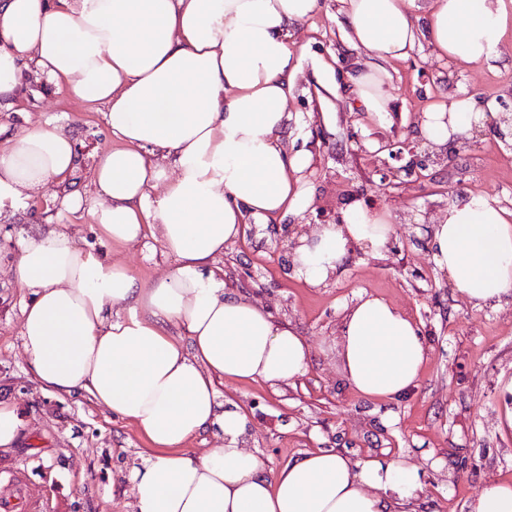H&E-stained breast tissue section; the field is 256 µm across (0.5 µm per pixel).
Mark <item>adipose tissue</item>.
<instances>
[{
    "instance_id": "obj_1",
    "label": "adipose tissue",
    "mask_w": 512,
    "mask_h": 512,
    "mask_svg": "<svg viewBox=\"0 0 512 512\" xmlns=\"http://www.w3.org/2000/svg\"><path fill=\"white\" fill-rule=\"evenodd\" d=\"M355 48L389 62L417 38L437 57L499 58L512 0H341ZM319 0H0V112L25 71L104 107L120 145L98 156L93 194L68 190L75 142L45 118L0 142V209L58 187L60 216L88 213L116 246L157 243L176 265L148 282L79 245L68 225L26 236L10 266L31 299L20 338L44 389L86 393L129 419L151 448L132 473L136 512H405L423 490L399 459L352 460L316 449L278 468L248 446L249 421L220 384L293 382L310 347L267 308L227 288L218 264L251 224L308 206L309 159L285 145L297 66L291 42ZM385 71L358 72L365 109L389 112ZM485 117L460 95L432 105L419 133L443 146ZM388 213L348 207L341 224L301 235L294 273L334 275L352 247L378 253ZM432 258L474 308L512 302V211L486 195L451 202L433 226ZM429 347L418 326L362 293L344 309L337 356L367 400L417 385ZM215 432L196 454L187 442Z\"/></svg>"
}]
</instances>
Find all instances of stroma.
Wrapping results in <instances>:
<instances>
[{
	"mask_svg": "<svg viewBox=\"0 0 512 512\" xmlns=\"http://www.w3.org/2000/svg\"><path fill=\"white\" fill-rule=\"evenodd\" d=\"M340 0L298 27L294 59L298 76L289 110L301 119L286 140L289 153L309 155L302 179L310 196L305 211L272 224L249 225L219 264L228 287L264 304L274 319L293 325L309 342L308 373L295 383H227L225 400L247 412L252 449L277 468L306 451L323 448L354 459L400 458L418 466L424 491L413 512H470L471 502L492 480L512 483V303L480 310L468 305L431 259L433 224L449 200L486 194L512 210V145L494 124L480 126L476 142L449 141L427 166V180L382 181L371 150L379 137L417 141L420 118L433 103L466 92L483 103H512V30L495 65L437 58L427 44L388 63L385 89L392 109L367 112L351 77L371 63L352 47ZM103 107L44 85L27 74L6 120L21 130L51 117L76 141L79 165L74 189L90 191L96 155L117 147ZM371 201L389 210L395 232L374 254L355 249L340 273L313 287L283 269L273 252L281 223L327 221L349 205ZM56 207L43 196L36 207L0 210V402L16 407L22 429L16 444L0 447V500L27 512H134L131 473L149 446L135 425L84 395H60L32 376L19 336L28 294L7 271L26 235L57 223ZM70 222L82 246L106 253L141 281L171 270L161 249L120 247L103 241L87 214ZM386 299L421 328L430 348L418 385L390 402L357 396L343 381L336 336L344 308L359 293Z\"/></svg>",
	"mask_w": 512,
	"mask_h": 512,
	"instance_id": "stroma-1",
	"label": "stroma"
}]
</instances>
